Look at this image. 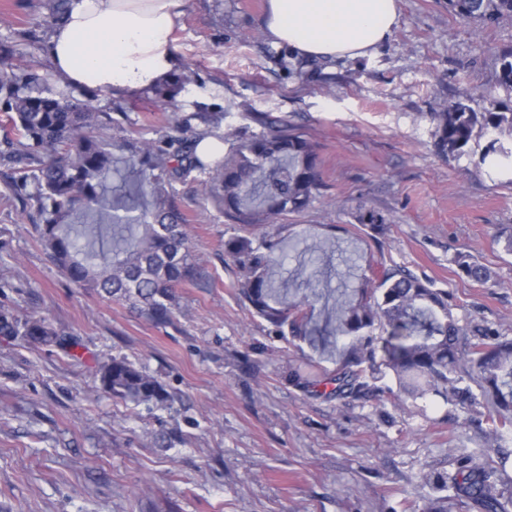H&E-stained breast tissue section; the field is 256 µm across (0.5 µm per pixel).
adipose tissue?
<instances>
[{"mask_svg":"<svg viewBox=\"0 0 512 512\" xmlns=\"http://www.w3.org/2000/svg\"><path fill=\"white\" fill-rule=\"evenodd\" d=\"M186 0H70L47 44V60L73 87L115 96L174 83L173 31ZM394 0H268L265 28L275 44L309 58L367 54L389 37Z\"/></svg>","mask_w":512,"mask_h":512,"instance_id":"adipose-tissue-1","label":"adipose tissue"}]
</instances>
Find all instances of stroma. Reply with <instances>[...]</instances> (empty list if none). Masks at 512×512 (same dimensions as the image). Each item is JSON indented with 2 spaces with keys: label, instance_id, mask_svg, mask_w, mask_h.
<instances>
[{
  "label": "stroma",
  "instance_id": "obj_1",
  "mask_svg": "<svg viewBox=\"0 0 512 512\" xmlns=\"http://www.w3.org/2000/svg\"><path fill=\"white\" fill-rule=\"evenodd\" d=\"M48 0H0V43L31 32L47 42ZM387 40L364 57L301 59L265 33L266 0H187L174 31L182 69L174 88L111 96L54 89L111 112L110 149L190 139L203 113L247 134L282 127L316 147L325 184L305 211L270 233L290 247L274 270L311 327L377 265L399 266L447 290L453 312L512 338V179L483 164L491 134L475 131L464 155L433 147V113L502 98L499 54L512 17L483 27L448 0H395ZM0 163V315L44 319L72 336L65 349L0 335V512H433L424 476L451 478L458 451L491 461L512 505V431L494 435L491 406L438 398L394 402L370 392L331 395L292 372L331 376L338 356L322 336L281 337L235 288L224 241L239 231L200 194L199 172L173 182L208 287H176L174 322L157 326L128 305L79 288L48 258ZM383 215V232L359 212ZM486 268L479 283L454 263ZM137 362L172 395L134 404L101 388L98 366Z\"/></svg>",
  "mask_w": 512,
  "mask_h": 512
}]
</instances>
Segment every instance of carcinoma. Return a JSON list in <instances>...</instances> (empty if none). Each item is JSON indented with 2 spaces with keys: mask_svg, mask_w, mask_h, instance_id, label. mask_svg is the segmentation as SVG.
Masks as SVG:
<instances>
[{
  "mask_svg": "<svg viewBox=\"0 0 512 512\" xmlns=\"http://www.w3.org/2000/svg\"><path fill=\"white\" fill-rule=\"evenodd\" d=\"M448 6L462 20L483 26L512 17V0H448ZM30 56L18 44H0V107L6 114L0 124L5 146L0 161L20 165L13 176L17 187L35 185L27 200L41 218L35 229L50 259L74 282L129 304L155 325L173 321L176 285H208L187 220L170 192L173 180L196 169L206 171L205 197L243 228L273 224L282 215L305 210L321 195L315 149L301 134L284 129L221 135L224 117L201 114L206 129L195 139L179 141L174 153L151 139L125 144L126 167L148 169L153 177L130 192L120 184L113 195L128 197L112 204L104 195V184L114 172L106 142L111 113L95 112L44 86L34 59L16 73V61ZM497 86L507 100L485 112L458 100L433 113L437 153L464 155L477 128L512 134V48L500 54ZM205 135L228 144L224 156L205 161L197 155L199 138ZM282 251V242L269 236L237 234L224 241V254L240 272L239 293L254 313L281 336H306L303 307L321 293L313 289L290 301L274 286L271 273ZM455 263L472 280L488 281L487 272L464 256ZM376 327L383 335H370ZM0 333L45 344L67 342L41 319L20 324L1 315ZM336 335L345 340L336 393L360 394L367 379L390 374L398 384V391L387 390L394 399L440 397L446 402L461 397L466 402L473 396L463 383L474 381L497 408L494 430L512 429V342L495 338L461 347L464 336L493 332L455 317L448 293L430 282L398 267L381 268L341 305ZM99 371L102 390L114 398L137 404H163L169 398L158 379L125 357L99 364ZM458 461L456 501L482 512H506L490 482L492 465L473 454L463 453Z\"/></svg>",
  "mask_w": 512,
  "mask_h": 512,
  "instance_id": "obj_1",
  "label": "carcinoma"
}]
</instances>
